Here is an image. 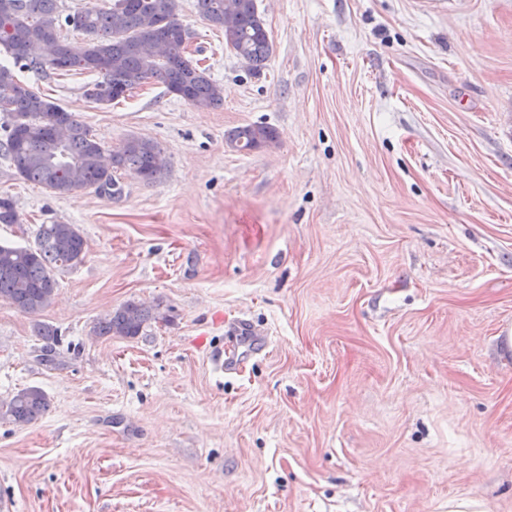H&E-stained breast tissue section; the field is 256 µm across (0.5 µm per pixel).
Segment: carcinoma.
I'll use <instances>...</instances> for the list:
<instances>
[{
  "instance_id": "carcinoma-1",
  "label": "carcinoma",
  "mask_w": 512,
  "mask_h": 512,
  "mask_svg": "<svg viewBox=\"0 0 512 512\" xmlns=\"http://www.w3.org/2000/svg\"><path fill=\"white\" fill-rule=\"evenodd\" d=\"M177 0H112L106 8L87 7L61 14L58 0H0V47L12 64H0V94L12 93L7 111L0 114V154L9 158L22 179L55 195L94 190L100 196L122 195L118 175L130 173L156 182L167 170L158 146L131 138L105 156V148L90 129L60 105L23 84L16 70L49 76L80 70L98 76L85 96L109 104L155 78L166 92L198 109L223 102L220 85L208 69L187 57V28L177 18ZM199 15L224 32V42L259 72L273 51V41L258 13L256 0H197ZM70 27L83 38L61 37ZM36 45L54 48L51 56L34 53ZM241 151L271 147L276 130L263 123L240 126L227 136ZM19 223L15 203L0 196V224ZM87 243L74 224H40L33 244H0V300L33 315L57 295V272L80 264ZM151 318L143 303L127 301L94 324L98 337L142 335ZM49 408L38 387L18 391L0 402V420L23 427Z\"/></svg>"
}]
</instances>
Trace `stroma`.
I'll return each instance as SVG.
<instances>
[{
    "label": "stroma",
    "mask_w": 512,
    "mask_h": 512,
    "mask_svg": "<svg viewBox=\"0 0 512 512\" xmlns=\"http://www.w3.org/2000/svg\"><path fill=\"white\" fill-rule=\"evenodd\" d=\"M257 7L256 74L179 2L216 108L156 81L103 105L91 74L19 72L168 172L57 196L0 155L20 215L0 244L52 222L87 241L43 312L0 301V401L50 402L0 422V512H512V0ZM252 123L277 146L232 149ZM133 300L142 336L92 335ZM228 351L245 364L216 372ZM49 408L47 395L38 387L18 391L8 401L0 402V420L23 427L36 421Z\"/></svg>",
    "instance_id": "obj_1"
}]
</instances>
